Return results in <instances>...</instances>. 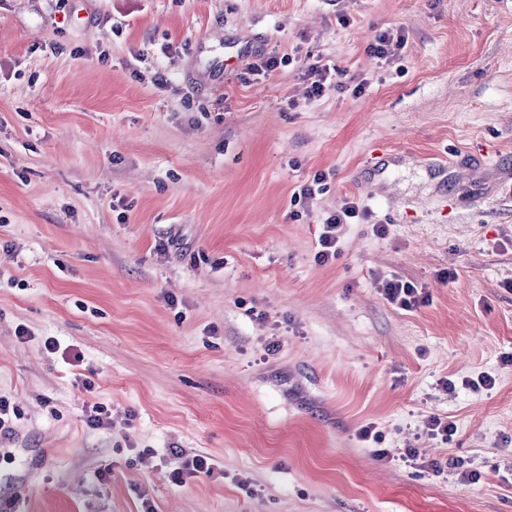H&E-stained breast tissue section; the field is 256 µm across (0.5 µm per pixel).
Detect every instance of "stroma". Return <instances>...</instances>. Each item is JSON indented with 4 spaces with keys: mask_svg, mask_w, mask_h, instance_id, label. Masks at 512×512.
I'll list each match as a JSON object with an SVG mask.
<instances>
[{
    "mask_svg": "<svg viewBox=\"0 0 512 512\" xmlns=\"http://www.w3.org/2000/svg\"><path fill=\"white\" fill-rule=\"evenodd\" d=\"M313 62L341 70L317 96ZM348 199L369 216L318 263ZM392 276L423 303H387ZM510 353L512 0H0L16 512H512ZM180 451L219 473L175 486ZM394 38V35L388 30L380 32L375 36L374 41L368 45L370 54L381 60L389 59L393 56L394 47L398 49L404 45V38L401 35L397 36L395 43ZM359 206L356 202H346L339 213L329 215L322 223L318 236L321 250L318 251L316 259L319 263H326L335 259L338 255V230L342 224H348L349 219L359 217Z\"/></svg>",
    "mask_w": 512,
    "mask_h": 512,
    "instance_id": "35a3bbf8",
    "label": "stroma"
}]
</instances>
